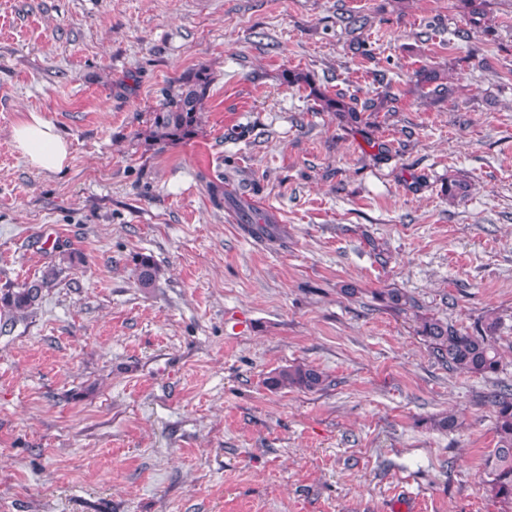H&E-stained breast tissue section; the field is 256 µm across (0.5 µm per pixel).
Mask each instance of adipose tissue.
Returning a JSON list of instances; mask_svg holds the SVG:
<instances>
[{"instance_id": "adipose-tissue-1", "label": "adipose tissue", "mask_w": 512, "mask_h": 512, "mask_svg": "<svg viewBox=\"0 0 512 512\" xmlns=\"http://www.w3.org/2000/svg\"><path fill=\"white\" fill-rule=\"evenodd\" d=\"M13 140L32 167L57 172L69 161V144L54 124L37 112L13 129Z\"/></svg>"}]
</instances>
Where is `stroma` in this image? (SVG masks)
<instances>
[{
    "instance_id": "35a3bbf8",
    "label": "stroma",
    "mask_w": 512,
    "mask_h": 512,
    "mask_svg": "<svg viewBox=\"0 0 512 512\" xmlns=\"http://www.w3.org/2000/svg\"><path fill=\"white\" fill-rule=\"evenodd\" d=\"M482 9L476 28L460 0H0V289L57 271L0 330V512H512L482 473L485 395L512 386V0ZM200 68L198 135L147 146L162 88ZM423 70L454 98L422 97ZM31 111L63 170L17 149ZM217 178L276 215L267 234L213 204ZM387 288L462 329L501 316L499 372L442 366ZM296 362L327 389L268 385ZM13 140L32 167L47 172L62 170L69 161V144L54 124L38 112L13 128ZM135 272L139 287L149 289L157 286L161 269L151 256L140 255L135 260Z\"/></svg>"
}]
</instances>
